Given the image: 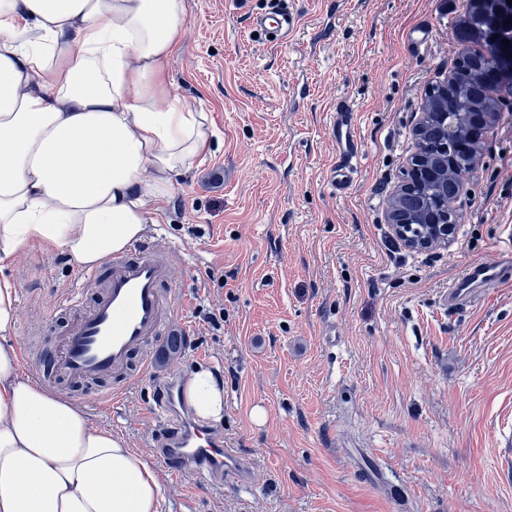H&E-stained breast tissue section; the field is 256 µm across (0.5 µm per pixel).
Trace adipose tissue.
I'll return each mask as SVG.
<instances>
[{"label":"adipose tissue","mask_w":512,"mask_h":512,"mask_svg":"<svg viewBox=\"0 0 512 512\" xmlns=\"http://www.w3.org/2000/svg\"><path fill=\"white\" fill-rule=\"evenodd\" d=\"M186 18V0H0V512H162L149 458L22 376L13 269L34 244L86 269L125 252L209 154L210 115L167 70ZM184 394L223 419L213 370Z\"/></svg>","instance_id":"adipose-tissue-1"}]
</instances>
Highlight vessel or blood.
I'll return each instance as SVG.
<instances>
[{"instance_id":"vessel-or-blood-1","label":"vessel or blood","mask_w":512,"mask_h":512,"mask_svg":"<svg viewBox=\"0 0 512 512\" xmlns=\"http://www.w3.org/2000/svg\"><path fill=\"white\" fill-rule=\"evenodd\" d=\"M248 20L253 29L285 40L297 28L299 15L282 8L281 0H266L265 10L250 14ZM329 134L336 162L328 182L338 190L350 183L360 158L352 109L346 101H337L332 109ZM170 271L167 251L155 246L115 256L102 270L79 274L74 290L57 304L59 310L69 313L71 322L62 335L53 338L48 353L51 367L39 371V380L60 377L81 385L99 381L103 387L96 392V400L111 404L113 396L124 390L132 353L160 336L168 314L177 307V292L160 291ZM510 277L512 248L495 262L467 269L449 288L447 301L452 306L472 303L486 289ZM90 293L95 299L88 306L84 300ZM182 402L178 384H170L160 410L179 416L180 425L158 451L163 461L215 485L228 477L237 484H249V461L222 434L182 413Z\"/></svg>"}]
</instances>
